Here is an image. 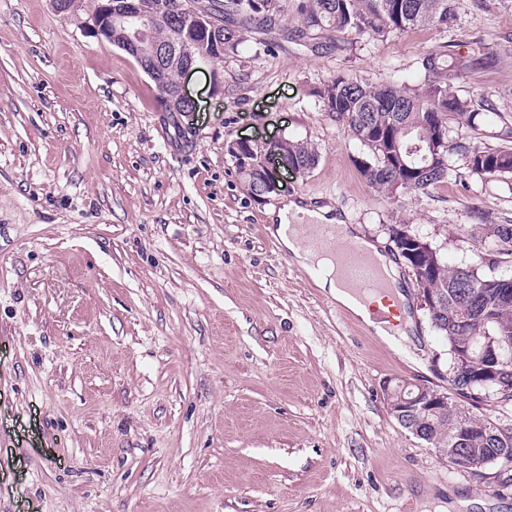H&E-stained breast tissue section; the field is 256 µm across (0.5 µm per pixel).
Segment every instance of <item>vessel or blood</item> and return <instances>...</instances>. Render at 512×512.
I'll list each match as a JSON object with an SVG mask.
<instances>
[{"label":"vessel or blood","instance_id":"b4317fda","mask_svg":"<svg viewBox=\"0 0 512 512\" xmlns=\"http://www.w3.org/2000/svg\"><path fill=\"white\" fill-rule=\"evenodd\" d=\"M304 231L313 244L323 247L333 259L341 287L354 290L362 298L384 289L382 275L358 243L341 242L328 224H308Z\"/></svg>","mask_w":512,"mask_h":512}]
</instances>
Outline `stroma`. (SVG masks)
I'll return each mask as SVG.
<instances>
[{
  "label": "stroma",
  "mask_w": 512,
  "mask_h": 512,
  "mask_svg": "<svg viewBox=\"0 0 512 512\" xmlns=\"http://www.w3.org/2000/svg\"><path fill=\"white\" fill-rule=\"evenodd\" d=\"M99 0H0V512H512L497 466L458 471L388 411L384 382L449 390L447 349L398 268L411 329L383 342L271 235L269 211L329 204L388 246L406 224L473 261L512 191L467 170L392 204L315 92L344 73L412 84L423 52L497 49L459 95L512 126V0H459L448 36L323 33L296 12L264 50L185 77L197 110L94 32ZM221 88H214V80ZM305 138L309 171L257 200L228 147Z\"/></svg>",
  "instance_id": "obj_1"
}]
</instances>
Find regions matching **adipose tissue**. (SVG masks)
<instances>
[{
    "instance_id": "1",
    "label": "adipose tissue",
    "mask_w": 512,
    "mask_h": 512,
    "mask_svg": "<svg viewBox=\"0 0 512 512\" xmlns=\"http://www.w3.org/2000/svg\"><path fill=\"white\" fill-rule=\"evenodd\" d=\"M304 217L318 224H334L346 241L357 239V229L354 225L345 223L329 206L309 207L296 200H284L276 213L277 222L271 234L277 239L282 248L292 254L296 262L313 272L320 288L326 291L337 303L349 309L363 321L371 322L375 334L388 343H395L396 338L382 324L372 323L371 314L366 304L361 303L348 290L339 288L334 278L331 261L323 256L321 251L313 246L303 244L300 231L292 229V219Z\"/></svg>"
}]
</instances>
